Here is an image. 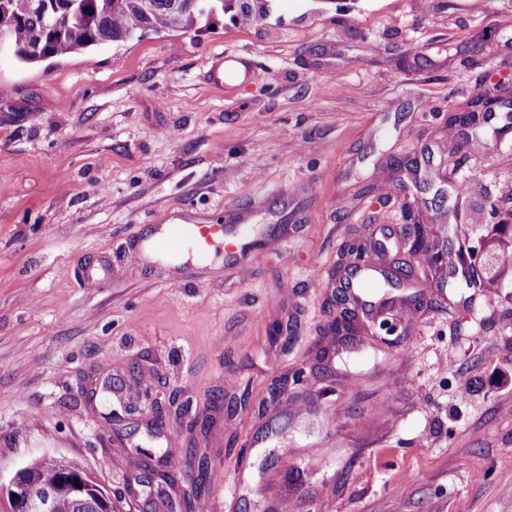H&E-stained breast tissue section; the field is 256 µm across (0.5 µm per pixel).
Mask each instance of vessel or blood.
<instances>
[{"label": "vessel or blood", "instance_id": "1", "mask_svg": "<svg viewBox=\"0 0 512 512\" xmlns=\"http://www.w3.org/2000/svg\"><path fill=\"white\" fill-rule=\"evenodd\" d=\"M243 60L225 54L219 66L211 72L215 84H224L229 76L239 74ZM252 217L244 210L226 212L223 221L207 223L194 214L174 213L168 223L152 225L149 234L138 237L133 249L134 265L154 262L157 255H173L172 284L195 278L210 270L217 262H231L246 268V258L254 250Z\"/></svg>", "mask_w": 512, "mask_h": 512}]
</instances>
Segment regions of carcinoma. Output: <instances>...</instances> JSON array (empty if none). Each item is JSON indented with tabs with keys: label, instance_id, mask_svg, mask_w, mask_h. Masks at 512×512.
Listing matches in <instances>:
<instances>
[{
	"label": "carcinoma",
	"instance_id": "carcinoma-1",
	"mask_svg": "<svg viewBox=\"0 0 512 512\" xmlns=\"http://www.w3.org/2000/svg\"><path fill=\"white\" fill-rule=\"evenodd\" d=\"M72 4L75 18L58 27V11ZM218 11H232L247 25L259 26L267 7L255 0H210ZM205 16L194 0H0V19L11 23L13 57L27 65H38L92 50L98 46L127 41L141 30L189 32L199 29ZM488 269L479 277L480 287L499 292L512 275V214L492 225L486 235ZM64 460L52 456L31 462L34 480L27 494L34 498L43 488L57 482ZM98 495L92 491L78 499H66L59 512H101Z\"/></svg>",
	"mask_w": 512,
	"mask_h": 512
}]
</instances>
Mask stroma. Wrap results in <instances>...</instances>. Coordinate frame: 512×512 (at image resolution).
Returning a JSON list of instances; mask_svg holds the SVG:
<instances>
[{
    "label": "stroma",
    "instance_id": "1",
    "mask_svg": "<svg viewBox=\"0 0 512 512\" xmlns=\"http://www.w3.org/2000/svg\"><path fill=\"white\" fill-rule=\"evenodd\" d=\"M227 52L248 72L218 88ZM492 81L512 0H268L259 27L0 56V477L49 451L123 512H512V283L404 243L408 203L452 253L512 212V102L446 124ZM232 206L294 233L244 273L133 270L168 212ZM354 239L402 280L395 345L379 316L329 330ZM202 456L222 479L194 498Z\"/></svg>",
    "mask_w": 512,
    "mask_h": 512
}]
</instances>
